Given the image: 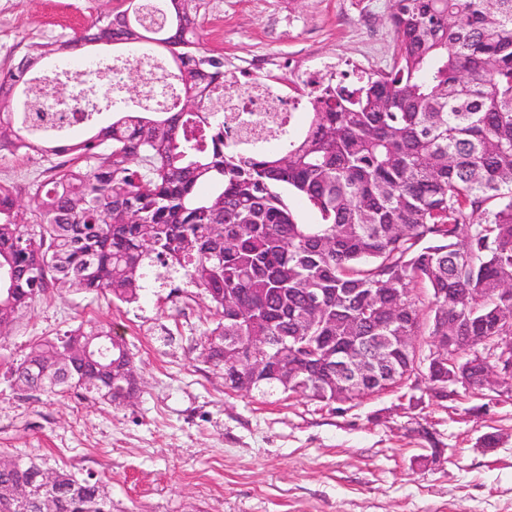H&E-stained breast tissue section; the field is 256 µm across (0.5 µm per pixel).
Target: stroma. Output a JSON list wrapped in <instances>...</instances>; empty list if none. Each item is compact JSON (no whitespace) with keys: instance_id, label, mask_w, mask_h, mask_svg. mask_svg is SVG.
Returning <instances> with one entry per match:
<instances>
[{"instance_id":"stroma-1","label":"stroma","mask_w":512,"mask_h":512,"mask_svg":"<svg viewBox=\"0 0 512 512\" xmlns=\"http://www.w3.org/2000/svg\"><path fill=\"white\" fill-rule=\"evenodd\" d=\"M0 70L30 45L66 38L123 0H9ZM391 0H202L200 42L225 66L260 63L282 79L287 59H323L337 74L388 69L397 36ZM38 152H0V184L29 222L30 191L47 181ZM84 320L123 338L140 373L121 407L75 393L21 391L4 377L36 341ZM217 316L196 288L150 282L138 302L72 290L41 296L0 333V453L42 459L93 476L112 512H512V400L459 390L437 400L426 387L325 404L300 394L261 396L224 388L202 342ZM495 436L488 451L483 439ZM442 449L427 462L432 449Z\"/></svg>"}]
</instances>
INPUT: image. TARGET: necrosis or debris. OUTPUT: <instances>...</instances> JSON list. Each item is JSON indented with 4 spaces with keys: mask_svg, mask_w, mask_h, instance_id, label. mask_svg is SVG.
Segmentation results:
<instances>
[{
    "mask_svg": "<svg viewBox=\"0 0 512 512\" xmlns=\"http://www.w3.org/2000/svg\"><path fill=\"white\" fill-rule=\"evenodd\" d=\"M132 66L141 72L150 94L147 107L158 112L174 111L179 93L173 82L163 76V60L143 54L135 59L116 57L92 67L82 63L58 66L50 75L33 83L35 97L31 106L25 109L29 125L40 133L67 139L74 127L93 116L86 98L88 90L101 91L112 104L123 102L125 77ZM259 71V65L255 64L234 74V81L244 92L240 98L225 104L224 118L234 129L258 132L259 144L270 148L276 146L277 141L275 137H267V130L282 134L296 127L297 115L304 102L287 89L264 81ZM61 82L70 86L69 97L57 95L56 86Z\"/></svg>",
    "mask_w": 512,
    "mask_h": 512,
    "instance_id": "obj_1",
    "label": "necrosis or debris"
}]
</instances>
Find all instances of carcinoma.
<instances>
[{"label": "carcinoma", "mask_w": 512, "mask_h": 512, "mask_svg": "<svg viewBox=\"0 0 512 512\" xmlns=\"http://www.w3.org/2000/svg\"><path fill=\"white\" fill-rule=\"evenodd\" d=\"M160 15L142 0L80 35L38 42L0 72V150L16 149L33 129L7 110L28 69L90 43L162 49L183 95L197 108L126 112L74 144L30 196L33 225L18 220L17 200L0 184V333L31 303L56 289L137 301L146 269L155 280L183 274L220 319L207 336L206 360L224 367L232 392L296 393L332 403L336 391L310 372L320 349L342 350L357 336H392L385 305L371 296L394 288L418 336L484 339L506 335L497 310L512 288V0H392L397 34L390 69L346 85L327 78L306 92L309 121L275 150L235 147L221 116L224 62L201 47L200 0H163ZM305 197L321 222L297 221L285 194ZM431 291L428 312L413 297ZM327 294L313 316L306 292ZM346 288H357L354 295ZM467 291L471 308L456 311ZM102 324L87 320L43 338L7 368L19 388L75 391L120 406L130 386L128 351L97 363L82 357ZM265 342L282 354L280 376L263 367L235 370L224 337ZM284 336L286 340L279 341ZM291 336L311 349L298 357ZM400 373L420 364L397 350ZM324 383L320 393L302 379ZM51 502L54 512H112L100 481L17 459L0 469V512H17L18 489Z\"/></svg>", "instance_id": "carcinoma-1"}]
</instances>
